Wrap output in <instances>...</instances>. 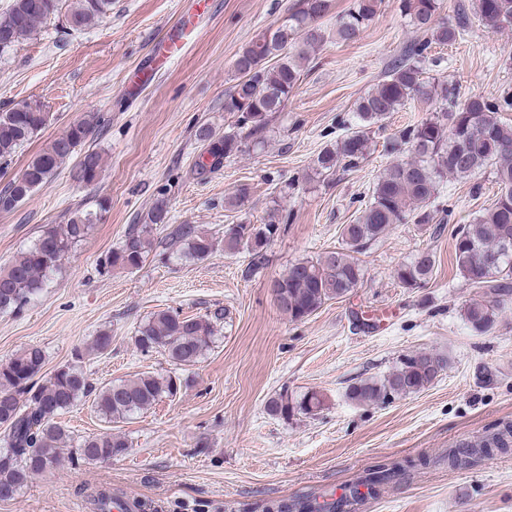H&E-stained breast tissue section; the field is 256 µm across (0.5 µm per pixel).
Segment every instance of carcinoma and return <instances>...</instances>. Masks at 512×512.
Wrapping results in <instances>:
<instances>
[{
    "instance_id": "1",
    "label": "carcinoma",
    "mask_w": 512,
    "mask_h": 512,
    "mask_svg": "<svg viewBox=\"0 0 512 512\" xmlns=\"http://www.w3.org/2000/svg\"><path fill=\"white\" fill-rule=\"evenodd\" d=\"M383 0H353L336 16L333 34L338 43L356 42L381 9ZM401 13L410 24L428 37L413 42L392 64L385 79L361 96L352 115L342 121L343 134L325 146L317 156V171L325 176L347 173L367 160L373 146L372 129L380 127L394 112L411 100L434 103L432 115L407 127L388 143L396 158L380 172L368 200L358 209L354 223L341 229L342 247L326 251L312 260L297 261L273 280L277 308L292 322H301L325 302L346 297L364 278V268L356 255L377 242L394 224H432V208L440 186L448 178H473L494 168L498 192L491 205L477 218L454 233L457 268L473 288L483 290L485 299L473 300L463 308V319L476 334L488 332L496 312L512 303V125L499 113L512 110V94L490 100L482 96L460 99L456 87L426 77V64L434 43H454L465 32V24L450 25L440 20L443 0H400ZM58 10V0H13L4 15L8 36L0 39V53L13 48L33 33L36 26ZM112 10V0H70L65 20L72 30H81L104 20ZM331 10V0H294L280 25L258 35L237 56L233 67L240 80L225 95L224 111L235 116L233 130L217 138L211 128L201 126L198 140L207 143L208 162L198 160L204 175L237 156L251 145L265 143L270 122L283 111L301 76V63L309 52L326 41L322 19ZM475 14L483 30L495 33L512 29V0H477ZM274 66H269L271 59ZM48 115L36 101L0 112V158L11 155L21 144L36 136ZM89 125L78 122L36 154L21 175L0 191V209L10 210L35 189L46 184L86 138ZM101 159L88 154L79 166L86 183L100 174ZM168 210L159 200L145 223L134 224L119 245L109 251L101 265L133 272L139 269L154 245V236L168 231L173 242L184 245L192 259L211 255L218 243L193 224L168 229ZM94 216L77 213L61 227H48L35 243L0 269V312L16 310L45 287L62 259L89 234ZM285 216L269 209L261 224H236L224 234V252L245 249L249 262L245 274L253 275L266 265V245L281 232ZM435 256L418 253L399 265L394 278L407 290L423 288L432 278ZM211 318L182 316L169 310L155 312L135 331L133 342L144 354L164 352L175 364L193 366L211 348L214 321ZM84 353L75 349L71 361L41 376L45 355L37 346L20 349L0 363V427L6 449L0 451V501L15 498L26 482L62 462V447L75 444L76 458L93 461L122 456L129 449L121 434L110 431L74 439L60 416L86 397L100 417L119 423L152 408L160 399L175 396L181 381L171 376L140 374L132 379L93 385L83 369ZM448 368L444 353L405 354L396 367L380 380H361L350 386L348 396L359 404L387 403L401 395L418 393ZM324 399L308 392L296 399L280 393L267 401L270 414L287 419L296 413L315 415ZM512 448V423L477 442L460 445L448 456V464L460 468L477 454ZM417 466L412 460L378 462L365 477L345 489L340 496L323 500L316 495L279 500L267 512H358L366 497H375L384 486ZM365 488L367 496L360 495Z\"/></svg>"
}]
</instances>
